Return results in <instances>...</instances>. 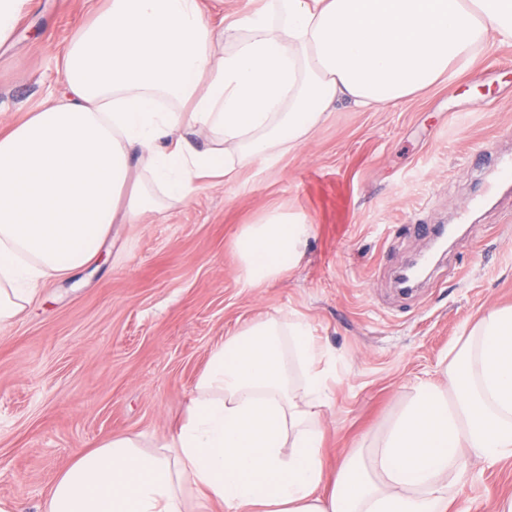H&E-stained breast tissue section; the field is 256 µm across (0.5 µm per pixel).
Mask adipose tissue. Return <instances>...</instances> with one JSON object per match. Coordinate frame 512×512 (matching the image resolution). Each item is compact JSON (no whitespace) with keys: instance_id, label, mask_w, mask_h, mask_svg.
Listing matches in <instances>:
<instances>
[{"instance_id":"adipose-tissue-1","label":"adipose tissue","mask_w":512,"mask_h":512,"mask_svg":"<svg viewBox=\"0 0 512 512\" xmlns=\"http://www.w3.org/2000/svg\"><path fill=\"white\" fill-rule=\"evenodd\" d=\"M512 43V0H106L58 58L63 90L0 128V324L45 279L94 260L113 225L202 180L275 163L348 100L398 107ZM308 225L281 214L236 241L254 287L297 265ZM335 359L304 319L271 317L212 351L185 414L76 454L40 512H448L468 460H512V307L467 327L399 411L324 470Z\"/></svg>"}]
</instances>
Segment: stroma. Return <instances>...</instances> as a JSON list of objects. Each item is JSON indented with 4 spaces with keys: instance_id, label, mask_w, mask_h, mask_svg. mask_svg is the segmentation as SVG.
I'll return each mask as SVG.
<instances>
[{
    "instance_id": "stroma-1",
    "label": "stroma",
    "mask_w": 512,
    "mask_h": 512,
    "mask_svg": "<svg viewBox=\"0 0 512 512\" xmlns=\"http://www.w3.org/2000/svg\"><path fill=\"white\" fill-rule=\"evenodd\" d=\"M102 0H32L0 47V126L56 88L54 59ZM512 155V44L402 107L341 102L308 144L246 165L184 203L116 224L100 257L46 279L25 316L0 326V499L37 512L72 457L127 431L157 440L181 419L226 336L301 316L336 358L325 465L382 427L489 306L512 305V184L483 206L484 152ZM309 225L301 261L260 287L235 242L271 212ZM462 223L409 293L395 278L430 235ZM512 462L472 464L452 512H493Z\"/></svg>"
}]
</instances>
